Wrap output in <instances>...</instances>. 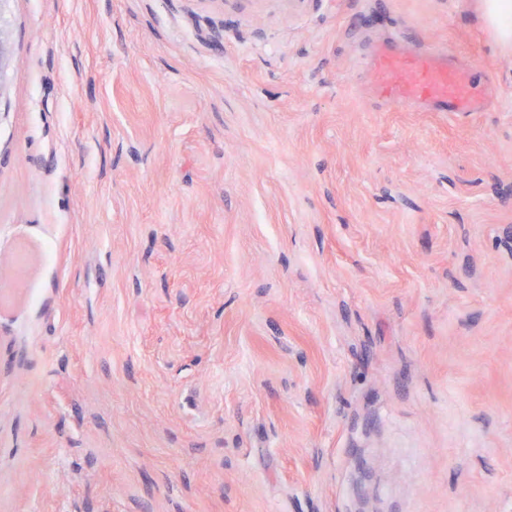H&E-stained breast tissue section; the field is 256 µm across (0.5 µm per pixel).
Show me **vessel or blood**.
Segmentation results:
<instances>
[{"instance_id": "1", "label": "vessel or blood", "mask_w": 512, "mask_h": 512, "mask_svg": "<svg viewBox=\"0 0 512 512\" xmlns=\"http://www.w3.org/2000/svg\"><path fill=\"white\" fill-rule=\"evenodd\" d=\"M374 90L383 103L414 110L477 112L483 95L467 73L448 58L446 48L432 44L414 54L403 52L389 39L373 57Z\"/></svg>"}]
</instances>
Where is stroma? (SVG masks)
Masks as SVG:
<instances>
[{"label":"stroma","instance_id":"obj_1","mask_svg":"<svg viewBox=\"0 0 512 512\" xmlns=\"http://www.w3.org/2000/svg\"><path fill=\"white\" fill-rule=\"evenodd\" d=\"M388 22L488 108L377 100ZM0 30V512H512V50L477 0Z\"/></svg>","mask_w":512,"mask_h":512}]
</instances>
